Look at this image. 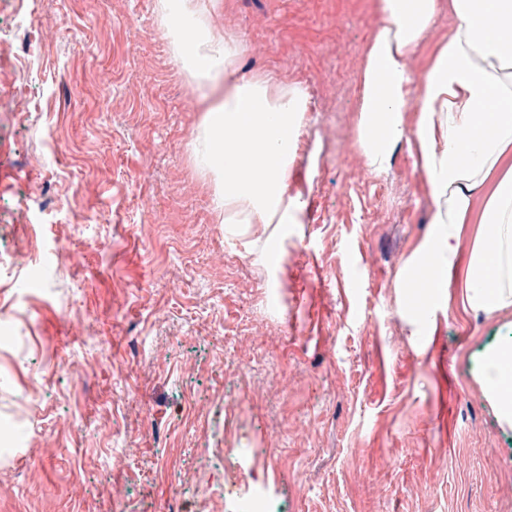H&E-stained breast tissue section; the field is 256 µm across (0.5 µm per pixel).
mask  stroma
Wrapping results in <instances>:
<instances>
[{
  "label": "stroma",
  "mask_w": 512,
  "mask_h": 512,
  "mask_svg": "<svg viewBox=\"0 0 512 512\" xmlns=\"http://www.w3.org/2000/svg\"><path fill=\"white\" fill-rule=\"evenodd\" d=\"M221 2L240 75L317 92L277 273L216 218L156 0H28L33 43L0 0V512H234L257 489L271 512H512V427L481 377L512 305L462 304L476 227L412 323L425 176L401 144L357 182L372 0Z\"/></svg>",
  "instance_id": "1"
}]
</instances>
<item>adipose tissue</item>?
Segmentation results:
<instances>
[{"instance_id": "1", "label": "adipose tissue", "mask_w": 512, "mask_h": 512, "mask_svg": "<svg viewBox=\"0 0 512 512\" xmlns=\"http://www.w3.org/2000/svg\"><path fill=\"white\" fill-rule=\"evenodd\" d=\"M218 5L158 0L173 54L206 105L193 151L216 175L214 207L224 232L249 238L251 249L278 265L289 225L304 217L305 203L290 187L311 98L298 82L238 77L246 47L208 22ZM374 8L382 22L365 47L357 145L375 172L390 167L401 141L417 153L434 229L410 265L450 270L474 195L486 190L463 305L489 312L512 304V0H375ZM444 11L454 24L414 83L408 60ZM412 97L419 117L409 128L403 112ZM479 104L487 114L476 113ZM256 224L271 226V236L250 239Z\"/></svg>"}]
</instances>
